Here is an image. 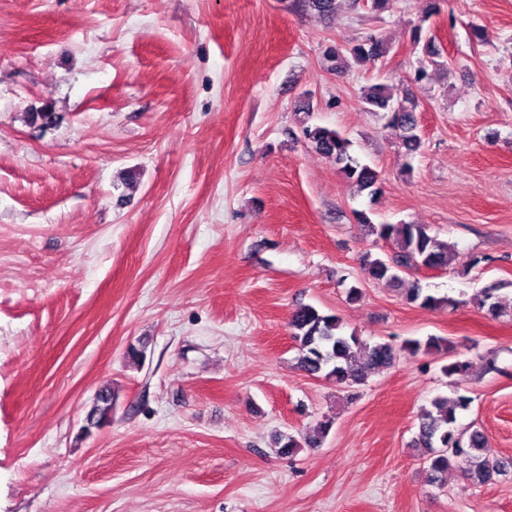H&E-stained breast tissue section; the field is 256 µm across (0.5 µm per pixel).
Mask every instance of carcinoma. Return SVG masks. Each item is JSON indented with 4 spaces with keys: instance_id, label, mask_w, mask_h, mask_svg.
<instances>
[{
    "instance_id": "obj_1",
    "label": "carcinoma",
    "mask_w": 512,
    "mask_h": 512,
    "mask_svg": "<svg viewBox=\"0 0 512 512\" xmlns=\"http://www.w3.org/2000/svg\"><path fill=\"white\" fill-rule=\"evenodd\" d=\"M303 4L324 18H332L336 13V0H303ZM413 43L421 47L414 79L423 81L428 76L429 67L442 65V50L435 37L420 24L414 27ZM389 52L390 45L370 33L348 46L331 45L325 50V55L330 62V70L340 76L354 67L373 65ZM362 103L389 112V126L396 132L408 154L420 150L422 142L417 134L415 118L418 103L414 98L406 94L395 99L387 85L376 83L364 90ZM298 111L304 113L302 134L305 140L336 163L349 182L367 192L370 200H375L380 193L377 172L351 154L350 141L339 131L308 123L310 98H304ZM357 220L369 234L389 240L399 249L395 256L387 259L374 258L370 254L362 257L365 267L378 281L400 280L401 267L446 269L454 260L455 253L448 243L431 234V228L426 224H374L363 211L357 214ZM502 289V283L492 282L473 297V302L478 308H485L493 315L500 307L498 291ZM404 292L408 302L424 309L434 310L454 305V301L448 297L424 292L417 283L404 289ZM288 328L296 345L300 369L337 384L361 382L365 379L364 371L385 370L393 365L397 357L396 347L392 343L377 342L371 345L353 332L346 333L339 316L323 314L312 306L294 310L288 320ZM403 347L415 355L420 352L440 354L448 351L447 341L438 336H430L423 342L407 340ZM357 357L362 360L360 373L351 370V364ZM469 369L470 362L458 357L441 367L443 374L448 377L464 376ZM471 403L472 398L464 394H458L452 399L437 395L418 415L419 431L414 446L421 450L422 459L436 482L442 481L448 470L459 468L466 479L481 485L491 472L503 467V463L492 453L488 437L483 431L457 424L458 414L468 410ZM111 418L112 393H102L92 407L88 421L100 427Z\"/></svg>"
}]
</instances>
